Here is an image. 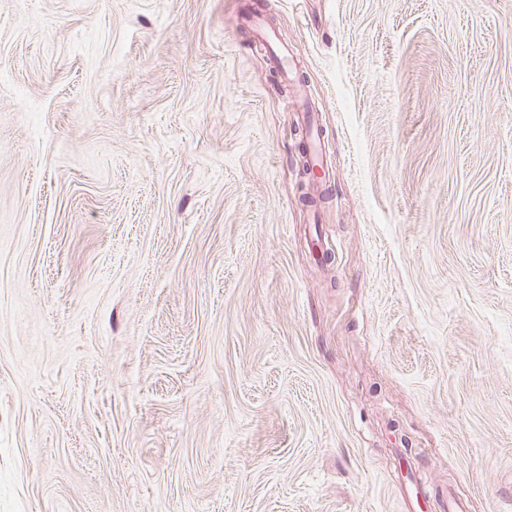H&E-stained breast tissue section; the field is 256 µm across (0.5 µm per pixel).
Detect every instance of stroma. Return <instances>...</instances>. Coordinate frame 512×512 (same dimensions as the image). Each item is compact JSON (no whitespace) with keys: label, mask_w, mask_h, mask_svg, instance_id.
Here are the masks:
<instances>
[{"label":"stroma","mask_w":512,"mask_h":512,"mask_svg":"<svg viewBox=\"0 0 512 512\" xmlns=\"http://www.w3.org/2000/svg\"><path fill=\"white\" fill-rule=\"evenodd\" d=\"M452 493L512 512V0H0V512Z\"/></svg>","instance_id":"stroma-1"}]
</instances>
